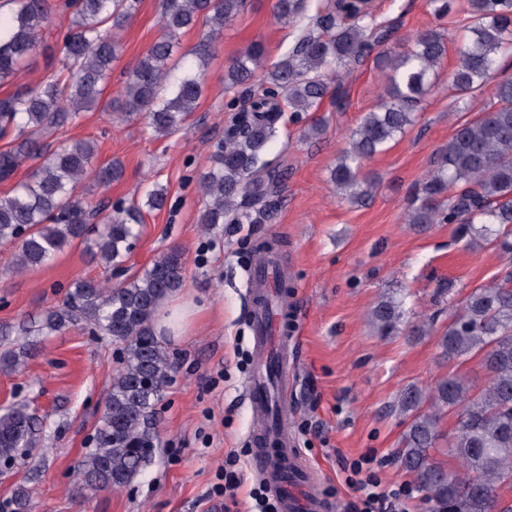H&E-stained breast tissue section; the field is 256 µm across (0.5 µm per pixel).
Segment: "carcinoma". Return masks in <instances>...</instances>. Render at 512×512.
Returning <instances> with one entry per match:
<instances>
[{"instance_id":"obj_1","label":"carcinoma","mask_w":512,"mask_h":512,"mask_svg":"<svg viewBox=\"0 0 512 512\" xmlns=\"http://www.w3.org/2000/svg\"><path fill=\"white\" fill-rule=\"evenodd\" d=\"M14 11L0 20V84L31 64L40 35L50 26L49 0H11ZM243 0H162L161 34L126 76L117 99L105 97L112 66L120 58L121 32L141 0H66L69 25L58 67L32 88L0 98V180L30 159L39 163L30 178L0 196V244L15 248L14 266L33 270L81 241L102 266L120 265L141 234L138 210L106 200L89 208L82 192L90 179L105 189L123 177L118 163L96 166L92 139L43 143L72 125L82 113L99 110L112 120L145 115L160 137L183 129L206 90L211 45L238 15ZM470 22L448 80L463 100L492 82L502 55L512 52V0H468ZM315 16H309L310 10ZM279 19L300 31L297 46L265 65L266 49L248 44L226 67L225 88L259 79L249 107L224 130L200 182L204 202L199 222L261 224L285 181L284 164L265 159L283 116L299 123L315 112L330 84L341 87L356 62L385 41L373 15L344 14L331 0H278ZM204 33L193 49L180 51V35L196 24ZM405 51L385 48L379 58L386 84L376 110L366 113L350 134L330 180L344 202H365L375 179L367 160L416 123L419 104L434 89L433 77L446 55L444 30H411ZM496 106L482 117L459 123L414 198L408 223L453 224L458 241L494 242L512 254V80L495 84ZM184 255L171 248L117 286L80 278L63 303L17 330L22 339L60 333L77 322L94 326L121 346L122 364L92 440L77 465L81 489L91 493L129 486L153 463L158 441L157 405L172 379L175 363L154 332L161 304L184 285ZM407 295L384 296L369 314L381 336L403 331ZM440 355L460 367L479 358L488 383L476 385L451 371L434 387H405L397 406L408 422L398 451L400 466L436 512H512L499 488L512 481V273L471 292L460 302L438 339ZM28 343L7 349L0 366L16 371ZM455 431L441 428L448 414ZM43 420L25 404L0 408V465L9 468L39 442ZM457 458L464 469H445L433 451Z\"/></svg>"}]
</instances>
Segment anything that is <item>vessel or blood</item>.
<instances>
[{"instance_id":"vessel-or-blood-1","label":"vessel or blood","mask_w":512,"mask_h":512,"mask_svg":"<svg viewBox=\"0 0 512 512\" xmlns=\"http://www.w3.org/2000/svg\"><path fill=\"white\" fill-rule=\"evenodd\" d=\"M278 271L261 263L248 276L251 301L252 357L258 365L245 384V397L254 422L251 465L276 494L280 512H327L329 505L316 492L317 473L293 446L288 417L287 356L279 347L288 338L283 316H268L264 296L275 294Z\"/></svg>"}]
</instances>
